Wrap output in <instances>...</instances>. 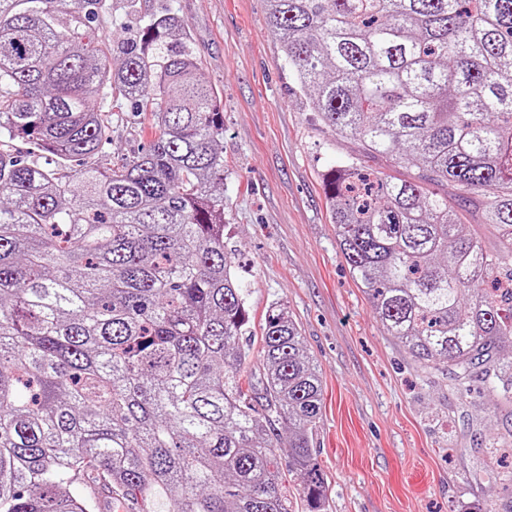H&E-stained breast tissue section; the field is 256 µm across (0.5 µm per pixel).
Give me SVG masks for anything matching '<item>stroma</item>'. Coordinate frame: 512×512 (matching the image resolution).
<instances>
[{
	"mask_svg": "<svg viewBox=\"0 0 512 512\" xmlns=\"http://www.w3.org/2000/svg\"><path fill=\"white\" fill-rule=\"evenodd\" d=\"M107 39L135 36L148 14L173 9L224 110V242L239 255L252 331L275 302L298 324L323 384L313 457L329 486L327 512H477L512 499V406L474 381L426 370L387 336L337 244L324 178L355 141L331 132L265 24V0H109ZM150 115L127 112L100 169L141 153Z\"/></svg>",
	"mask_w": 512,
	"mask_h": 512,
	"instance_id": "obj_1",
	"label": "stroma"
}]
</instances>
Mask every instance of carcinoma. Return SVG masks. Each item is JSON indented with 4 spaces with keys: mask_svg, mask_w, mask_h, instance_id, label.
Returning <instances> with one entry per match:
<instances>
[{
    "mask_svg": "<svg viewBox=\"0 0 512 512\" xmlns=\"http://www.w3.org/2000/svg\"><path fill=\"white\" fill-rule=\"evenodd\" d=\"M266 3L313 110L389 169L325 178L376 318L421 366L512 405V0ZM105 8L0 0V512H326L322 381L287 306L266 315L259 389L242 343L224 113L187 23L152 13L111 44L90 26ZM124 101L153 139L102 171ZM450 195L482 201L497 252Z\"/></svg>",
    "mask_w": 512,
    "mask_h": 512,
    "instance_id": "cac0c4a2",
    "label": "carcinoma"
}]
</instances>
